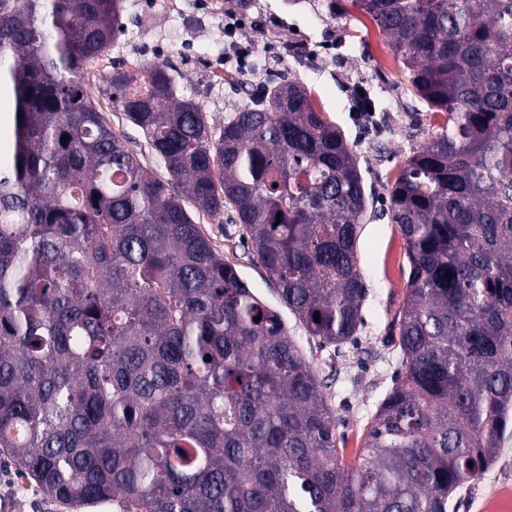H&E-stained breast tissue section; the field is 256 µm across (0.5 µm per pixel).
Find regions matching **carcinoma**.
<instances>
[{
	"label": "carcinoma",
	"mask_w": 512,
	"mask_h": 512,
	"mask_svg": "<svg viewBox=\"0 0 512 512\" xmlns=\"http://www.w3.org/2000/svg\"><path fill=\"white\" fill-rule=\"evenodd\" d=\"M352 2L447 120L389 187L410 263L399 367L348 465L280 311L184 205L239 225L307 335L351 342L367 200L342 131L286 76L217 128L166 62L111 71L162 180L85 82L124 0H0V455L46 497L448 512L492 465L512 424V0Z\"/></svg>",
	"instance_id": "carcinoma-1"
}]
</instances>
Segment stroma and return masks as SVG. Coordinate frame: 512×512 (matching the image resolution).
Listing matches in <instances>:
<instances>
[{"label": "stroma", "mask_w": 512, "mask_h": 512, "mask_svg": "<svg viewBox=\"0 0 512 512\" xmlns=\"http://www.w3.org/2000/svg\"><path fill=\"white\" fill-rule=\"evenodd\" d=\"M245 32L252 46L254 74L225 70L215 82L212 64L224 58V18L201 11L200 0H124L123 30L91 74L103 115L115 132L124 134L145 166L166 177L163 164L152 154L143 135L115 112L105 95L101 75L124 63L129 55L161 59L181 89L203 106L209 120L222 124L247 106L257 74L277 79L288 74L312 91L319 105L345 134L359 159L368 210L357 253L365 298L363 324L354 344L340 351L320 345L306 335L291 313L283 318L291 336L311 362L336 413V435L344 446V460L353 463L379 403L390 391L399 351L393 342L395 319L406 295L410 266L405 240L387 213V185L405 159L435 135L441 121L407 89L402 67L388 51L370 18L351 7L349 0H252ZM369 91L385 111L386 120L360 124L353 92ZM192 218L203 233L237 264L251 288L268 302H276L275 287L262 268L250 259L238 225L221 224L201 212ZM512 489V437L500 445L493 464L457 490L450 512H479L495 491ZM9 497L18 512H73L47 500L31 482L17 476L13 466L0 465V498Z\"/></svg>", "instance_id": "obj_1"}]
</instances>
